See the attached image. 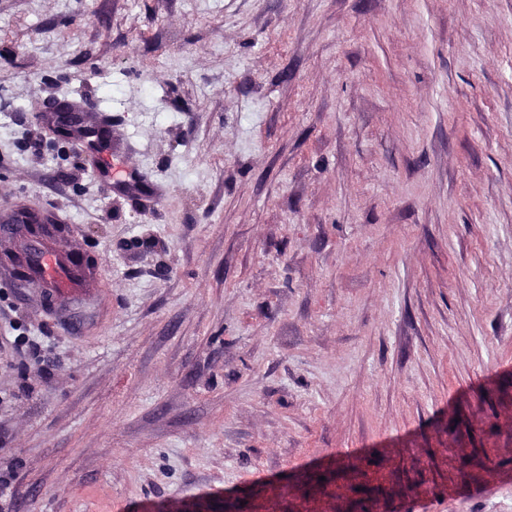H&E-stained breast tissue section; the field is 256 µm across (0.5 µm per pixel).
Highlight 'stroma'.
I'll return each instance as SVG.
<instances>
[{"instance_id": "35a3bbf8", "label": "stroma", "mask_w": 512, "mask_h": 512, "mask_svg": "<svg viewBox=\"0 0 512 512\" xmlns=\"http://www.w3.org/2000/svg\"><path fill=\"white\" fill-rule=\"evenodd\" d=\"M6 202L0 512H512V0H0ZM48 112V124L58 137L68 139L79 128L83 111L66 102H55ZM28 214H36L39 217L46 218L44 214L22 205H8L1 210L0 215V234L8 233L23 242V247L19 251H15L8 255H0V266L8 267V269L3 268V270L8 273L12 288H14L16 293L22 297L27 294V291L16 282L15 278L11 274L10 266L18 261H27L30 250L36 248L40 251L42 249L41 246L44 244L45 240H47V238L31 236L26 233L23 228V224L19 223V219L22 218L23 215Z\"/></svg>"}]
</instances>
